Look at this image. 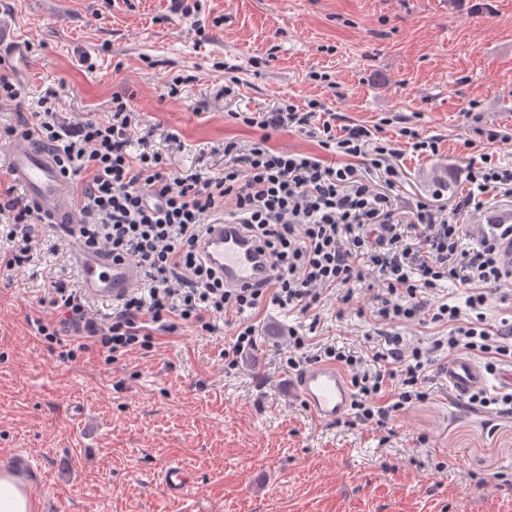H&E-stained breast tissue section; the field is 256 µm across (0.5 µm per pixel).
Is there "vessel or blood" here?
<instances>
[{"label":"vessel or blood","instance_id":"b4317fda","mask_svg":"<svg viewBox=\"0 0 512 512\" xmlns=\"http://www.w3.org/2000/svg\"><path fill=\"white\" fill-rule=\"evenodd\" d=\"M0 58L21 76L31 65L28 47L3 27H0ZM55 156V149L49 145L29 138L19 139L7 154L8 175L55 226L68 229L71 258L80 273L81 292L94 302H118L139 284L140 270L132 261H115L104 251L88 250L81 245L77 226L82 218L72 204L70 182L62 175ZM199 248L207 262L223 276L226 285L251 283L262 273L259 257L234 225H211ZM444 378L449 390L459 399L488 381L485 370L468 357L449 359ZM298 390L320 420L334 421L349 407L348 387L335 365L313 366L300 380Z\"/></svg>","mask_w":512,"mask_h":512}]
</instances>
